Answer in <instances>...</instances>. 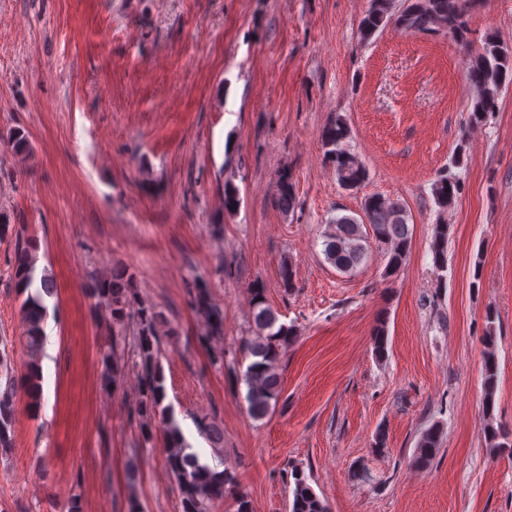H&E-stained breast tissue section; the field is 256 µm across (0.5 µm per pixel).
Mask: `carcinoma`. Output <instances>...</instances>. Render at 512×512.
Wrapping results in <instances>:
<instances>
[{
	"mask_svg": "<svg viewBox=\"0 0 512 512\" xmlns=\"http://www.w3.org/2000/svg\"><path fill=\"white\" fill-rule=\"evenodd\" d=\"M473 0H370V6L359 22L360 38L368 42L379 31L392 25L405 32L444 31L459 39L466 35L464 17ZM468 80L475 90L470 114V129L485 122L498 109V100L507 84H512V51L490 40L471 60ZM323 157L336 174L339 185L348 191L360 189L368 180V169L351 146V131L345 119L332 116L321 132ZM460 192L455 174L445 169L432 184V196L437 207L438 221L434 224L431 253L433 264L443 267L446 260L450 225L445 222L448 212ZM224 209L234 211L240 204L238 187L229 179L224 181ZM274 206L283 213L294 210L295 184L288 170L280 171L275 183ZM365 220L351 215L333 216L323 234V253L336 270L347 274L367 261L371 244H376L385 260L383 276L392 277L404 264L412 242L413 230L406 208L398 202L378 195L364 199ZM38 244L26 238L18 243L13 276L20 292L26 330L23 348L27 356L23 376L15 374L11 359L0 363V456L13 447L12 427L19 390L36 402L41 397L42 357L46 342L45 298L55 294L54 280L37 269ZM251 295L250 331L240 345L241 359L227 367L230 376L244 384L246 411L254 420L264 419L279 402L282 393L280 356L297 339L298 326L280 320L279 313L266 301L264 285L253 282ZM90 295L104 307L111 319L112 335L101 353V380L112 388L126 375L128 368L136 371L138 384L132 419L143 445L161 438L167 449L166 464L177 482L181 512H212L215 501L230 495L236 512H252L251 501L241 492L236 476L230 471L216 470L201 462L185 444L181 427L166 399L165 376L161 360L164 343L178 339L179 329L169 323L153 303L140 297L133 272L123 265L112 266L109 273L91 283ZM192 306L203 323L205 333L199 342L210 345L224 335V313L211 298L206 287L193 284ZM486 332L483 336V434L492 448H508L507 433L494 426L493 411L498 382L496 356L497 336L495 317L486 313ZM373 352L383 358L387 353L385 321L377 324L372 337ZM199 434L214 448L224 444V421L216 416L194 418ZM442 430L433 424L425 429L417 442L412 466L426 471L433 466L440 448ZM289 483L293 484L290 512H329L309 484L302 468L291 467Z\"/></svg>",
	"mask_w": 512,
	"mask_h": 512,
	"instance_id": "1",
	"label": "carcinoma"
}]
</instances>
